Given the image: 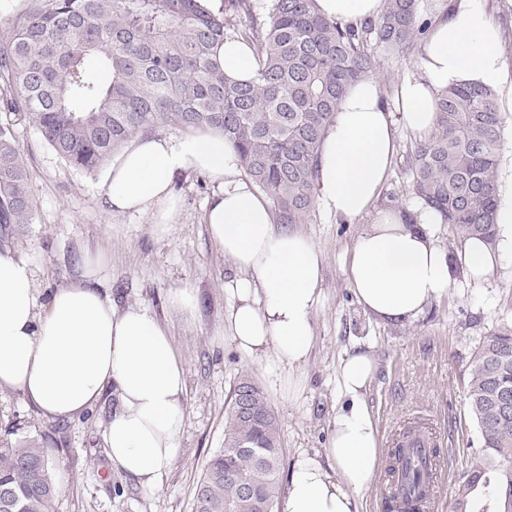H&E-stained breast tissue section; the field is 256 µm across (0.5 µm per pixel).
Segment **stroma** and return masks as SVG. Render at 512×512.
Wrapping results in <instances>:
<instances>
[{"label": "stroma", "instance_id": "stroma-1", "mask_svg": "<svg viewBox=\"0 0 512 512\" xmlns=\"http://www.w3.org/2000/svg\"><path fill=\"white\" fill-rule=\"evenodd\" d=\"M10 117L29 171L32 224L13 233L5 250L25 261L42 296L81 281L87 259L104 270L97 286L116 311L140 307L169 327L182 357L185 420L178 456L156 486L144 487L110 464L105 435L120 401L108 389L96 407L69 419L50 420L21 392L0 389V435L42 443L51 475L60 486L54 512H191L194 487L208 458L224 446L225 411L239 376H249L276 412L282 428L283 471L302 454H323L330 422L344 403L337 388L346 353L363 350L376 364L365 392L381 446L378 476L360 495L362 512H385L384 487L397 435L420 423L442 448L446 474L430 512H449L459 478L480 451L477 425L466 399L473 351L484 336L512 326V250L483 279L458 269L448 295L419 319L377 322L358 305L345 262L356 238L372 223L364 216L336 221L315 205L298 230L321 255V301L312 315L308 356L289 383L275 381L265 364L242 355L221 332L231 304L230 286L240 273L212 242L204 221L218 186L205 173L178 174L173 193L179 208L165 234H156L147 213L109 210L104 171L68 167L42 142L23 115ZM415 137L398 132L396 153L377 208L414 207L407 157ZM196 288L201 301L190 320L170 304L172 289Z\"/></svg>", "mask_w": 512, "mask_h": 512}]
</instances>
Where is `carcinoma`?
<instances>
[{"label":"carcinoma","instance_id":"1","mask_svg":"<svg viewBox=\"0 0 512 512\" xmlns=\"http://www.w3.org/2000/svg\"><path fill=\"white\" fill-rule=\"evenodd\" d=\"M0 23V101L24 118L69 167L92 174L139 133L175 126L224 136L240 168L278 211L305 224L316 199L321 140L347 92L376 73L371 43L398 57L426 31L422 0H385L359 25L325 18L317 0H272L258 22L251 0H24ZM249 20L258 69L248 81L224 74L217 47ZM496 90L463 83L442 90L436 125L409 158L412 194L462 240H498L501 131ZM21 148L0 120V241L32 223L33 202ZM512 387V328L480 338L470 364L469 409L480 432L477 462L458 482L453 512H503L512 505V420L503 422L499 389ZM255 394L257 416L237 414L239 390ZM282 429L263 392L246 376L231 393L224 447L205 465L192 512H229L241 484L277 508ZM389 476L404 477L389 512H423L426 460L398 443ZM59 485L46 448L0 437V512H52Z\"/></svg>","mask_w":512,"mask_h":512}]
</instances>
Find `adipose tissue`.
<instances>
[{
	"mask_svg": "<svg viewBox=\"0 0 512 512\" xmlns=\"http://www.w3.org/2000/svg\"><path fill=\"white\" fill-rule=\"evenodd\" d=\"M326 18H377L382 0H318ZM507 70L498 24L478 0H455L432 17L413 75L389 111L373 79L356 83L342 100L322 140L316 199L337 220L368 214L385 184L395 133L428 136L437 94L477 82L496 88ZM223 136L138 137L105 176L109 209L151 213L157 232L175 218L177 173L206 172L220 184L205 223L212 241L245 279L236 282L226 323L238 351L265 363L275 377L293 373L312 342L311 316L320 302L321 268L307 236L277 227L272 206L238 174ZM434 216L423 208L378 214L357 237L346 274L358 304L389 323L412 321L447 295L457 264L475 277L495 262L478 239L452 258L434 241ZM101 264L88 260L83 284L41 299L28 265L0 253V388L21 391L49 419L92 410L108 387L120 408L107 432V455L143 486H155L174 463L182 431L185 379L168 328L139 307L115 312L96 283ZM372 356L347 354L338 388L348 404L337 410L324 455H300L291 470L281 512H361L359 493L374 481L381 454L377 422L364 400L374 375Z\"/></svg>",
	"mask_w": 512,
	"mask_h": 512,
	"instance_id": "1",
	"label": "adipose tissue"
}]
</instances>
